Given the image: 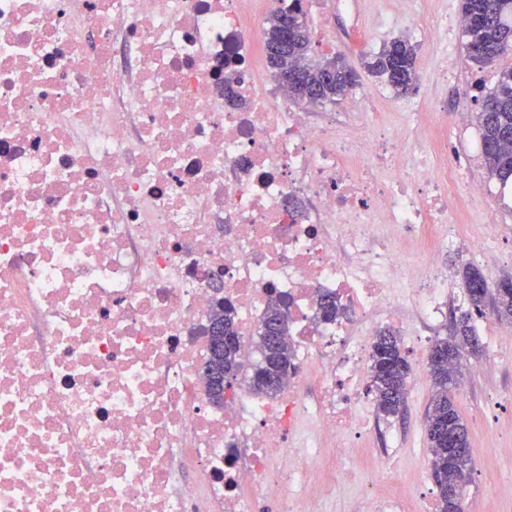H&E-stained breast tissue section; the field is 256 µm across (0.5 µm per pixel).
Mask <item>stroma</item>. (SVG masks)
Wrapping results in <instances>:
<instances>
[{
	"label": "stroma",
	"mask_w": 512,
	"mask_h": 512,
	"mask_svg": "<svg viewBox=\"0 0 512 512\" xmlns=\"http://www.w3.org/2000/svg\"><path fill=\"white\" fill-rule=\"evenodd\" d=\"M460 0H359L360 19L357 27L348 20L328 14L329 25L344 39L336 46L314 44L319 56H337L359 69L358 88L373 98L380 111H390L394 92L380 79L360 69L364 54L378 52L384 42L395 36H409L414 18L421 13L456 11ZM397 16L395 28L378 31L376 20L384 11ZM417 74L415 93L434 94L458 112L476 113L480 104L477 86L492 88L501 70L512 67V53L501 57L495 65L481 67L463 62L455 83L436 84L429 69L431 50L427 37L415 39ZM500 359L497 366L486 367V353L464 354L461 359V380L464 390L456 391L455 403L467 426L473 447L483 449L484 463L473 470L464 499L463 512H512V455L502 454V444L512 439V334L495 337ZM426 434L408 436L403 449L396 452V465L404 489L413 504H420L425 493L435 492L431 472L422 462L427 448Z\"/></svg>",
	"instance_id": "35a3bbf8"
}]
</instances>
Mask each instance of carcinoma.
Wrapping results in <instances>:
<instances>
[{"instance_id":"carcinoma-1","label":"carcinoma","mask_w":512,"mask_h":512,"mask_svg":"<svg viewBox=\"0 0 512 512\" xmlns=\"http://www.w3.org/2000/svg\"><path fill=\"white\" fill-rule=\"evenodd\" d=\"M300 18L302 0H288L267 21L264 31L266 61L277 77L286 78L297 70L306 72L305 83L288 82L292 100L306 105L334 104L358 83L357 72L341 63L335 78L323 81L320 72L325 59L312 53V36L307 21L300 20L298 33L288 51L275 53L270 44V31L281 14ZM461 13L466 20L464 51L468 60L480 66H491L501 56L512 51V0H461ZM416 46L403 36L394 37L364 60V68L383 80L398 96L408 94L417 78ZM482 156L490 177L505 185L512 182V68L500 71L497 82L483 99L477 112ZM464 288L471 310L452 317L450 336L437 339L428 356V373L433 384V396L425 416L429 452L433 460L432 477L438 489L437 512H461V502L474 470L466 425L456 409L452 387L456 385L458 366L467 348L479 351V339L472 324L473 316L483 315V307L492 302L498 317L512 320V288H491L479 270L468 266L463 274ZM282 299L268 303L262 326L278 323L276 341L269 342L258 335L260 357L256 370L268 375V381L250 380L252 390L265 397H274L288 384L295 367L288 340V321ZM209 319L224 326L229 343L223 348L209 345L205 365L222 363L238 367L239 339L231 308L220 305L211 310ZM411 367L404 356L399 336L384 329L378 333L371 352V387L377 411L385 417L402 414L406 399V384ZM462 441L464 452H455L449 441Z\"/></svg>"}]
</instances>
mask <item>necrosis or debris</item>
<instances>
[{
	"instance_id": "4bbe7bcc",
	"label": "necrosis or debris",
	"mask_w": 512,
	"mask_h": 512,
	"mask_svg": "<svg viewBox=\"0 0 512 512\" xmlns=\"http://www.w3.org/2000/svg\"><path fill=\"white\" fill-rule=\"evenodd\" d=\"M261 15L0 0V512H317L360 476L372 512H409L371 341L442 322L445 256L499 246L512 188L464 181L481 145L453 155L464 117L433 98L298 111L259 65ZM462 24L415 23L442 79ZM274 295L294 375L272 398L240 378L213 407L215 299L247 367Z\"/></svg>"
}]
</instances>
